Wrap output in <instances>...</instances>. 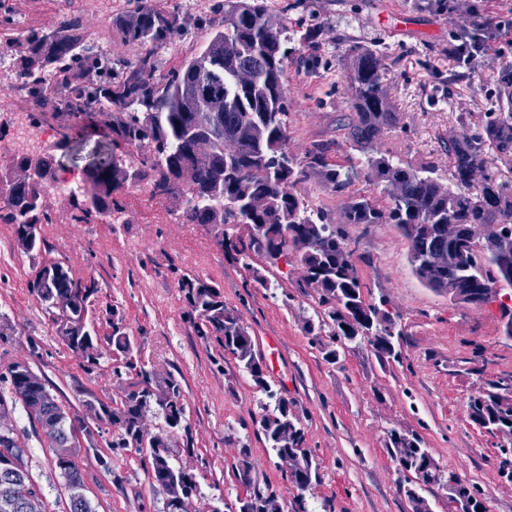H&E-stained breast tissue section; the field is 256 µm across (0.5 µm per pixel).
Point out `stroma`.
<instances>
[{"instance_id":"obj_1","label":"stroma","mask_w":512,"mask_h":512,"mask_svg":"<svg viewBox=\"0 0 512 512\" xmlns=\"http://www.w3.org/2000/svg\"><path fill=\"white\" fill-rule=\"evenodd\" d=\"M490 24L486 47L474 69L448 55L453 35L472 21L458 0L447 9L416 0H268L272 13L313 30L312 43L288 58L290 149L296 157L315 142H329L334 156L359 160L336 124L346 109L340 79L359 47H382L383 82L404 130L387 134L381 147L404 160H434L448 173L440 140L458 113L489 111L496 78L512 65V0H471ZM84 8L89 37L103 41L116 13L108 0H32L28 14L0 9L14 37L35 26H56ZM112 141L96 124L57 151L59 171L83 172L108 157ZM123 221L80 224L69 196L46 198L50 218L41 232L45 248L23 253L12 225L0 223V322L14 330L0 341V373L19 360L50 385L69 411L83 414L88 397L115 403L131 391L135 374L105 359L88 367L57 336L50 314L28 288L42 263L59 260L77 276L94 279L99 292L88 318L100 334L120 315L139 363L173 373L188 404L194 451L176 450L175 466L190 468L198 492L194 512H232L246 488L234 476L240 459L252 464L257 485L273 490L284 512H412L404 480L385 450L391 429L420 434L442 470L474 486L491 512H512V482L500 475L506 459L502 437L479 429L468 402L483 383L512 375V343L501 336L496 307L456 303L426 288L408 262L406 240L389 224H349L357 266L369 299L386 298L406 335L402 360L381 366L369 345L323 360L304 328L318 308L296 267L272 269L271 291L224 256L211 224H186L176 196L147 199L135 187L118 193ZM184 277L206 279L221 289L225 304L248 327L258 354L278 359L269 376L294 405L307 446L320 465L321 481L299 492L287 479L288 465L264 446L257 432L264 399L234 356L201 340L197 318L180 288ZM11 419L29 448V468L50 512H62L64 490L51 464L47 439L22 405ZM117 428H101L97 452L80 453L85 493L98 512H163L165 496L149 482L141 455L111 448Z\"/></svg>"}]
</instances>
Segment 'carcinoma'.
<instances>
[{
    "label": "carcinoma",
    "instance_id": "cac0c4a2",
    "mask_svg": "<svg viewBox=\"0 0 512 512\" xmlns=\"http://www.w3.org/2000/svg\"><path fill=\"white\" fill-rule=\"evenodd\" d=\"M133 11L115 25L123 39L148 48L132 59L115 60L85 35L79 15L62 29L34 28L24 41L6 42L14 51L13 76L29 97L42 105L41 122L57 126V145L82 131L87 114L109 105L104 128L112 137V160L85 170L81 185L69 196L74 219L87 223L122 210L117 192L129 182L151 177L156 196L177 194L183 199L186 224H214L224 254L252 273L253 281L277 289L265 271L279 257L292 253L303 269L302 283L316 292V319L306 320L307 333L328 332L331 342H319L323 359L336 363L339 349L368 343L377 360L397 361L392 345L402 341L401 323L382 310L386 300L364 296V283L340 225L327 211L315 207L295 188L310 177L320 179L341 195L352 184L356 167L331 157V147L313 143L299 159L289 149L287 45L303 42L300 30L274 16L266 0H236L230 8L215 3L222 15L210 22L201 49L166 73L160 72L155 50L172 42L188 17L178 10H159L152 0H134ZM383 62L371 47L357 49L344 67L347 112L338 118L353 147L364 154L369 181L379 194L357 195L344 206L345 224H391L408 244L412 271L419 281L454 302L494 301L487 289L512 288V236L495 247L470 240L473 224L512 227V66L496 80L495 109L474 123L459 113L448 136V180L431 160L414 164L379 148L384 134L406 127L382 81ZM54 161L16 154L8 171L0 173V220L14 225L16 242L26 254L45 246L40 226L48 223L43 210L45 181L55 178ZM445 224H456L448 239ZM244 226L240 233L229 227ZM317 248H310L311 241ZM448 263L436 264L441 254ZM467 254L472 267L455 264ZM264 266L253 265V256ZM180 288L197 316L196 333L216 341L262 391L267 402L260 420L268 452L288 458V479L305 492L320 480V466L306 448V435L292 403L267 379L254 340L237 313L224 304L220 289L198 278L181 280ZM29 290L52 314L56 333L85 360L102 356L138 370L141 381L114 407L99 402L101 421L117 426L111 447L144 452L148 442V478L166 494L164 512H176L182 487L198 490L193 475L174 466L171 433L190 431L187 404L180 381L170 372L138 367L130 336L121 320H112L111 333L101 338L88 321L90 303L98 293L94 280H82L58 261L41 265ZM26 361L12 363L0 383L20 393L31 423L46 431L51 463L64 479L65 512H96L83 493L84 479L75 458L81 447L68 438L76 429L65 406L46 383L28 376ZM156 410L164 426L147 431L145 414ZM470 420L491 434L512 433V376L492 381L469 402ZM0 446L16 448L19 456L0 455V512H29L27 496L40 495L28 465V447L13 423L0 425ZM385 448L404 474L416 512H432L423 492L446 491L448 512H459L457 492L415 432L393 429ZM240 481L252 487L244 497V512H283L275 492L251 485V462L243 456L237 467Z\"/></svg>",
    "mask_w": 512,
    "mask_h": 512
}]
</instances>
